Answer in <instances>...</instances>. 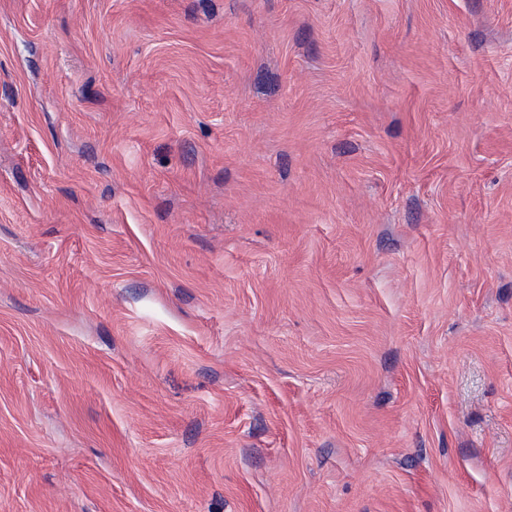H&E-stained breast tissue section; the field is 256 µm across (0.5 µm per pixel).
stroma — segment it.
I'll use <instances>...</instances> for the list:
<instances>
[{"mask_svg":"<svg viewBox=\"0 0 512 512\" xmlns=\"http://www.w3.org/2000/svg\"><path fill=\"white\" fill-rule=\"evenodd\" d=\"M0 512H512V0H0Z\"/></svg>","mask_w":512,"mask_h":512,"instance_id":"obj_1","label":"stroma"}]
</instances>
